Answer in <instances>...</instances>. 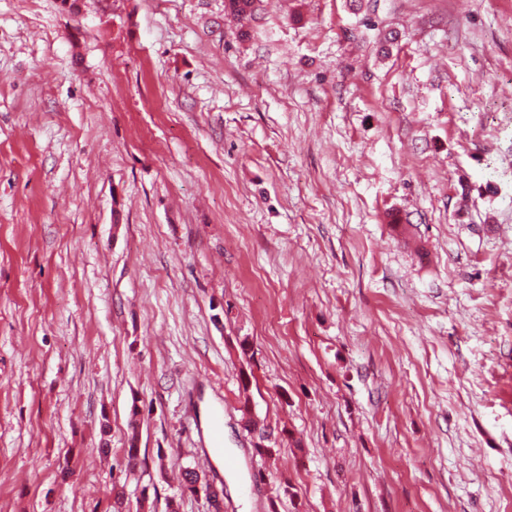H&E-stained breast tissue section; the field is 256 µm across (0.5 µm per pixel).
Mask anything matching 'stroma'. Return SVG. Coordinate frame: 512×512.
<instances>
[{"label": "stroma", "mask_w": 512, "mask_h": 512, "mask_svg": "<svg viewBox=\"0 0 512 512\" xmlns=\"http://www.w3.org/2000/svg\"><path fill=\"white\" fill-rule=\"evenodd\" d=\"M250 31L0 0V512H512V0Z\"/></svg>", "instance_id": "1"}]
</instances>
